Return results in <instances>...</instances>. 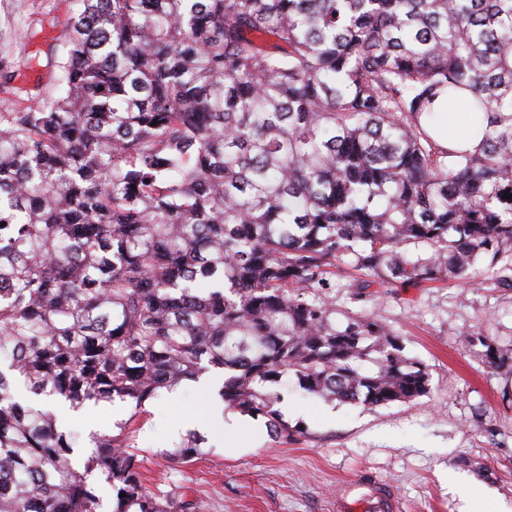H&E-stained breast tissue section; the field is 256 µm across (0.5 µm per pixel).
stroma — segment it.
Here are the masks:
<instances>
[{"instance_id":"obj_1","label":"stroma","mask_w":512,"mask_h":512,"mask_svg":"<svg viewBox=\"0 0 512 512\" xmlns=\"http://www.w3.org/2000/svg\"><path fill=\"white\" fill-rule=\"evenodd\" d=\"M74 0H0V112L42 106L53 94ZM357 273L339 263L325 298L337 325L371 316L404 339L405 353L423 362L430 392L387 406L346 404L291 390L278 409L293 440L277 443L247 426L210 423L206 448L190 463L165 453L171 429L209 400L196 383L146 403L134 444L147 486L182 498L191 512H336V494L366 478L390 486L398 512H460L449 472L475 487V512L512 507V376L496 375L467 343L475 330L512 341V287L458 279L407 284L387 295L352 294ZM133 412L126 402L59 408L61 427L90 451L93 435L114 430Z\"/></svg>"}]
</instances>
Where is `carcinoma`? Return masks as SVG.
I'll return each instance as SVG.
<instances>
[{
  "label": "carcinoma",
  "instance_id": "cac0c4a2",
  "mask_svg": "<svg viewBox=\"0 0 512 512\" xmlns=\"http://www.w3.org/2000/svg\"><path fill=\"white\" fill-rule=\"evenodd\" d=\"M78 2L57 95L0 112V512H97L95 472L125 494L112 512H188L145 486L135 419L211 370L282 441L290 380L371 406L427 395L399 335L338 327L316 294L345 256L380 288L512 283V0ZM458 112L484 126L472 151L433 136H462ZM468 339L512 374V344ZM19 379L134 412L77 467V435Z\"/></svg>",
  "mask_w": 512,
  "mask_h": 512
}]
</instances>
